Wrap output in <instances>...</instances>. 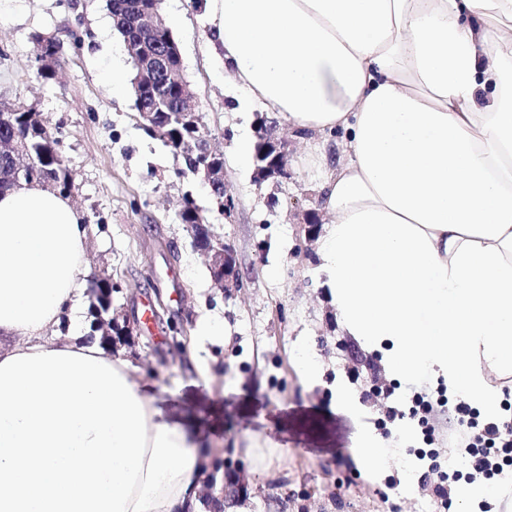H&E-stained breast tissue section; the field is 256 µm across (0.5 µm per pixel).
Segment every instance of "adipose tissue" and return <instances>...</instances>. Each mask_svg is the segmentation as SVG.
<instances>
[{
    "label": "adipose tissue",
    "instance_id": "ef3b65f1",
    "mask_svg": "<svg viewBox=\"0 0 512 512\" xmlns=\"http://www.w3.org/2000/svg\"><path fill=\"white\" fill-rule=\"evenodd\" d=\"M228 77L315 151L330 216L318 249L336 316L397 380L433 375L484 413L512 375V0H207ZM86 228L58 193L0 195V361L65 350L105 358L168 422L130 362L84 342ZM73 333L51 336L62 317ZM155 512H201L202 450Z\"/></svg>",
    "mask_w": 512,
    "mask_h": 512
}]
</instances>
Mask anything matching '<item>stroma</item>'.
I'll return each instance as SVG.
<instances>
[{"instance_id":"1","label":"stroma","mask_w":512,"mask_h":512,"mask_svg":"<svg viewBox=\"0 0 512 512\" xmlns=\"http://www.w3.org/2000/svg\"><path fill=\"white\" fill-rule=\"evenodd\" d=\"M182 56L202 131L224 155V181L235 208L224 214L200 178L179 175L181 158L142 126L130 87L114 90L110 73L134 65L115 31L107 0H0V106L34 107L50 122L73 177L70 202L87 229L90 275L111 278L115 307L141 313L157 305L151 329L118 354L153 387L166 416L195 426L207 452L204 471L224 479V512H456L423 486L426 464L408 443L386 435L373 387L435 394L443 379L415 383L387 374L380 353L364 350L336 318L307 234L321 210L319 175L307 140L288 127L291 177L261 181L236 155L267 111L224 75L209 46L206 0H160ZM40 35L64 42L52 79L38 74ZM191 198L218 239L237 253L242 287L224 291L193 249L178 212ZM217 319L224 336L195 341L200 321ZM319 359L305 381L298 351ZM347 386L354 405L339 403ZM381 436L388 467L377 478L355 450Z\"/></svg>"}]
</instances>
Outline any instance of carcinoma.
<instances>
[{
    "label": "carcinoma",
    "instance_id": "1",
    "mask_svg": "<svg viewBox=\"0 0 512 512\" xmlns=\"http://www.w3.org/2000/svg\"><path fill=\"white\" fill-rule=\"evenodd\" d=\"M137 0H107V8L114 18L115 29L123 41L142 48L145 54L163 55L168 43L174 41L170 30L150 35L135 28L132 17ZM179 91L172 84L159 83L153 86L144 102L134 101L136 109L146 106L160 113L165 131L172 142L171 151H180L185 170L195 172L194 160L199 156L198 147L205 145L201 131L188 128L179 121L174 102ZM13 139L28 149L31 171L40 176H49L56 182L54 190L61 194L70 191V173L58 152L57 140L53 137L48 121L42 113L31 107L20 105L6 112L0 111V139ZM13 160L0 154V193L16 189L29 181L14 179Z\"/></svg>",
    "mask_w": 512,
    "mask_h": 512
}]
</instances>
